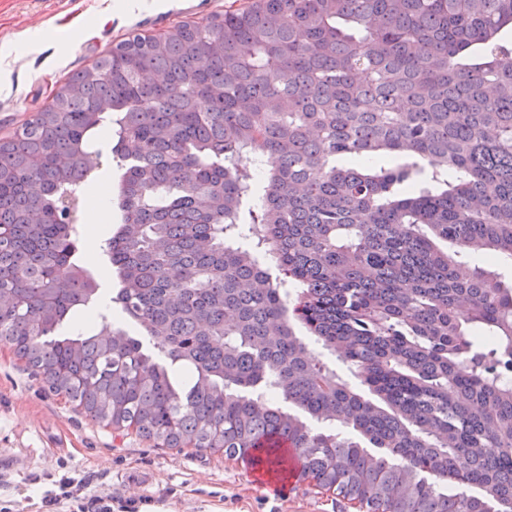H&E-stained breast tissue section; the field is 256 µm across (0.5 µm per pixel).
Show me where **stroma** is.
Here are the masks:
<instances>
[{"instance_id": "1", "label": "stroma", "mask_w": 512, "mask_h": 512, "mask_svg": "<svg viewBox=\"0 0 512 512\" xmlns=\"http://www.w3.org/2000/svg\"><path fill=\"white\" fill-rule=\"evenodd\" d=\"M247 0H0V137L48 104L71 74L93 65L130 33L160 36L185 21L207 22ZM92 37L72 40L81 22ZM108 130H100L83 189L120 193L124 166ZM98 238L81 230L78 265L99 284L105 316L97 327H127L153 350L151 337L128 324L115 303L121 284L107 276L105 242L122 222L117 203ZM97 265L86 262L89 249ZM83 479L85 491L111 499L112 512H364L351 500L312 484L273 486L224 453L156 447L135 431H118L74 409L48 390L13 348L0 343V499L15 512H42L41 499L61 475Z\"/></svg>"}]
</instances>
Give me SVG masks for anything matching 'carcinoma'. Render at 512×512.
<instances>
[{
    "label": "carcinoma",
    "instance_id": "cac0c4a2",
    "mask_svg": "<svg viewBox=\"0 0 512 512\" xmlns=\"http://www.w3.org/2000/svg\"><path fill=\"white\" fill-rule=\"evenodd\" d=\"M509 26L512 0H252L119 42L0 138V343L95 420L166 448L255 465L286 440L297 481L370 512H512V289L440 247L512 259ZM103 127L136 145L106 242L115 302L161 361L122 327L58 334L98 294L73 258ZM257 153L276 164L245 234ZM378 156L402 163H364ZM420 159L455 179L415 189ZM294 331L298 337L308 344L309 348L313 350L317 355L321 363L327 366L331 370H335L338 375L348 381L351 386L355 388L357 392L362 394L365 398L373 397L369 394L366 387L361 386L359 381L355 379L348 366L343 363L336 355L331 352L322 349L318 344L315 343L314 338L309 335L307 330L299 323L294 324Z\"/></svg>",
    "mask_w": 512,
    "mask_h": 512
}]
</instances>
